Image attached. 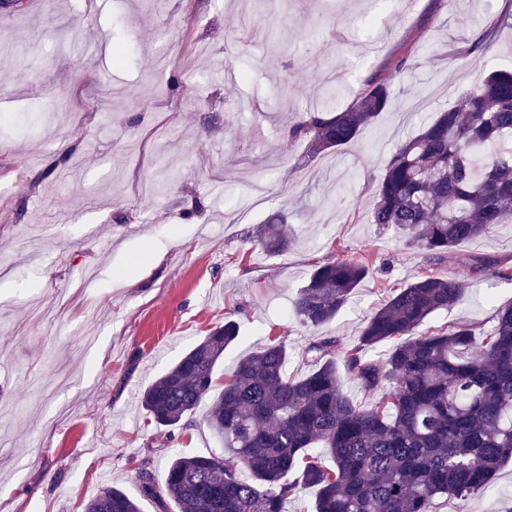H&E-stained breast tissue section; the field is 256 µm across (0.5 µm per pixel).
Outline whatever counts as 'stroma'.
<instances>
[{"instance_id": "stroma-1", "label": "stroma", "mask_w": 512, "mask_h": 512, "mask_svg": "<svg viewBox=\"0 0 512 512\" xmlns=\"http://www.w3.org/2000/svg\"><path fill=\"white\" fill-rule=\"evenodd\" d=\"M511 60L512 0H0V512H83L108 486L179 512L144 496L142 458L161 484L169 456L223 448L198 414L156 427L139 394L213 327L239 326L216 384L279 336L302 376L310 343L357 341L422 271L512 263V221L431 263L369 221L399 143ZM329 70L343 105L374 73L393 98L353 143L313 155L284 116L318 102ZM280 209L294 244L270 255L252 238ZM337 258L369 274L305 329L292 301ZM509 302L511 282L470 276L421 330L481 336ZM434 509L512 512V463Z\"/></svg>"}]
</instances>
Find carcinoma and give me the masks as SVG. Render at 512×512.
I'll use <instances>...</instances> for the list:
<instances>
[{
    "label": "carcinoma",
    "instance_id": "carcinoma-1",
    "mask_svg": "<svg viewBox=\"0 0 512 512\" xmlns=\"http://www.w3.org/2000/svg\"><path fill=\"white\" fill-rule=\"evenodd\" d=\"M390 78L366 80L343 110L327 105L291 121L289 136L316 154L353 142L390 104ZM512 68H495L456 103L404 140L375 189L371 223L438 260L488 235L512 217ZM267 252L288 249V215L259 226ZM358 261L315 268L293 299L298 323L316 330L333 320L368 275ZM468 272L512 281V264L484 258ZM459 283L423 272L367 320L358 343L338 349L325 338L306 350L312 370L287 372L281 337L239 361L216 389L224 351L239 337L228 321L187 350L142 394L152 421L178 425L207 406L203 420L227 457L174 456L163 485L151 458L139 465L143 493L180 512H284L303 487L318 488L314 512H433L435 500L466 501L485 491L512 460V302L477 338L467 324L418 333L435 312L457 303ZM389 343L377 358L368 351ZM367 394H344L336 357ZM86 512H140L117 488L93 496Z\"/></svg>",
    "mask_w": 512,
    "mask_h": 512
}]
</instances>
